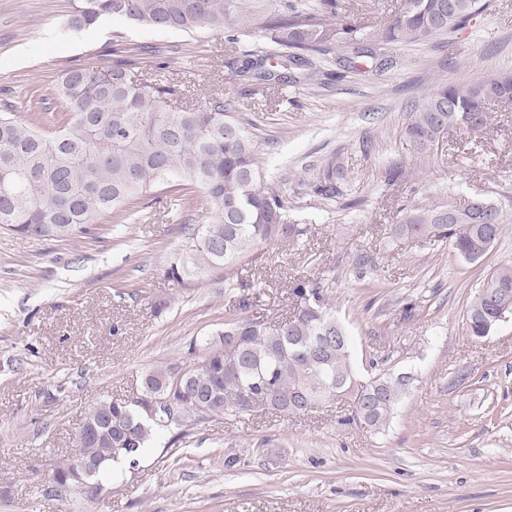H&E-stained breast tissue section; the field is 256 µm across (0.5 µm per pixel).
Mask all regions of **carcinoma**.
I'll return each mask as SVG.
<instances>
[{
  "instance_id": "carcinoma-1",
  "label": "carcinoma",
  "mask_w": 512,
  "mask_h": 512,
  "mask_svg": "<svg viewBox=\"0 0 512 512\" xmlns=\"http://www.w3.org/2000/svg\"><path fill=\"white\" fill-rule=\"evenodd\" d=\"M77 0L67 20L87 29L113 17L147 27L224 35L236 48L224 68L257 82L279 99L290 84H320L322 63L360 54L366 45L424 44L475 24L490 0H403L387 22L374 25L350 7L352 0ZM263 33L266 42L253 39ZM140 62L109 60L71 67L58 77L56 95L66 108L63 122L46 134L38 89L30 94L29 122L0 105V227L24 237H77L110 215L129 223L139 204L173 195L183 210L194 206L185 190L199 189L210 221L183 224L188 244L174 253L166 279L179 287L204 271L224 270L234 286L239 266L262 244L298 242L308 232L288 222V197L266 182L259 150L244 124L228 112L224 92L213 90L199 105L175 108L183 85L170 78H142ZM512 105V71L472 81L432 79L408 112L403 133L410 164L399 161L391 181L415 175L432 161L440 127L483 132L490 105ZM344 167L334 160L314 185L323 199L342 195ZM512 216L485 198L465 204L449 194L407 209L391 228L398 238L445 243L467 261L480 259ZM289 292L294 311L273 324L257 311L260 294L241 295L237 313L216 337L193 339L190 360L153 368L138 393L103 399L84 419L74 447L97 466L77 478L69 456L40 489L42 496L84 498L70 487L101 485L122 462L134 463L161 434L178 440L195 426L217 419L237 421L265 409L297 414L327 400H350L344 424L381 432L407 392L405 376L371 364L360 380L351 336L336 318L332 289L323 277L295 279ZM512 314V262L494 268L470 300L466 325L488 335L502 310Z\"/></svg>"
}]
</instances>
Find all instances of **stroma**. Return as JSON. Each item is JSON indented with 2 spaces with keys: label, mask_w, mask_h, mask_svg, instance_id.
Segmentation results:
<instances>
[{
  "label": "stroma",
  "mask_w": 512,
  "mask_h": 512,
  "mask_svg": "<svg viewBox=\"0 0 512 512\" xmlns=\"http://www.w3.org/2000/svg\"><path fill=\"white\" fill-rule=\"evenodd\" d=\"M74 2L0 0V103L27 119L35 89L47 112H62L55 86L64 69L142 47L197 89L222 83L268 177L288 196L291 222L308 229L299 244L247 258L242 276L261 284L262 313L289 311L294 279L326 276L357 370L374 361L410 384L382 434L342 424L344 402L208 422L172 445L159 437L101 501L45 499L40 486L88 410L185 358L193 338L223 330L240 292L225 288L220 270L180 290L164 277L184 243L180 225L208 220L202 202L185 212L164 197L128 228L108 218L75 238L0 230V512H512V321L485 337L465 324L476 287L512 261V227L476 262L390 232L403 205L450 191L512 212V111L494 113L487 132L449 129L414 180L386 176L405 154V114L426 93L428 73L462 82L512 70V0H494L475 27L428 45L356 58L353 72L329 67L321 87L289 89L273 107L260 84L218 70L223 35L119 18L74 31L66 26ZM333 160L345 168L343 194L316 197L312 186ZM360 251L372 262L359 277L351 261ZM165 299L169 309L155 312ZM229 456L234 466H225Z\"/></svg>",
  "instance_id": "obj_1"
}]
</instances>
